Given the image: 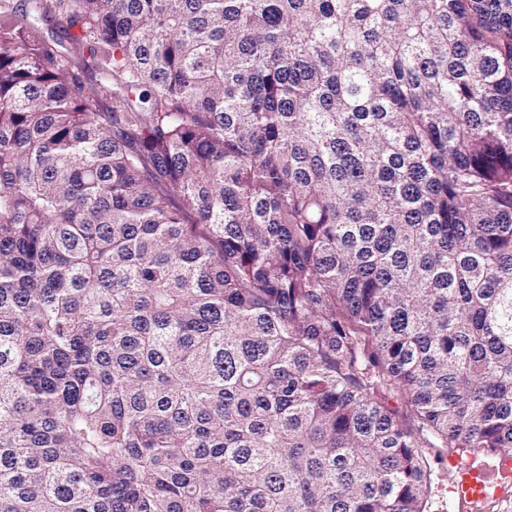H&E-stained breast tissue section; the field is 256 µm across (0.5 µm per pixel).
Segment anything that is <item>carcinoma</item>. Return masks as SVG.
<instances>
[{"label":"carcinoma","mask_w":512,"mask_h":512,"mask_svg":"<svg viewBox=\"0 0 512 512\" xmlns=\"http://www.w3.org/2000/svg\"><path fill=\"white\" fill-rule=\"evenodd\" d=\"M425 448L512 450V0L1 2L0 512H427Z\"/></svg>","instance_id":"obj_1"}]
</instances>
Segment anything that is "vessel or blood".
<instances>
[{
	"mask_svg": "<svg viewBox=\"0 0 512 512\" xmlns=\"http://www.w3.org/2000/svg\"><path fill=\"white\" fill-rule=\"evenodd\" d=\"M453 479L448 487L449 497L459 512H469L483 505L489 512H512V452H501L494 476L475 465L473 459L458 454L447 459Z\"/></svg>",
	"mask_w": 512,
	"mask_h": 512,
	"instance_id": "b4317fda",
	"label": "vessel or blood"
}]
</instances>
